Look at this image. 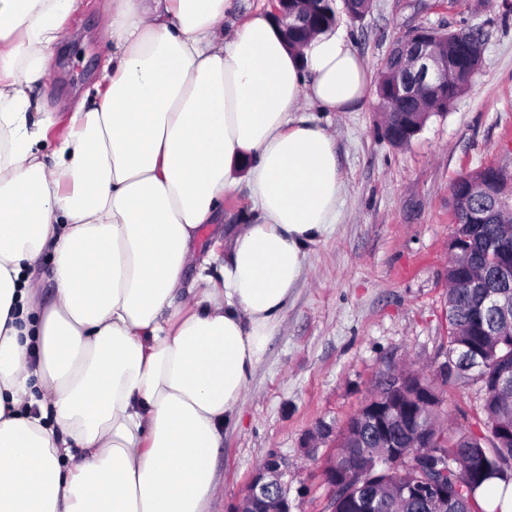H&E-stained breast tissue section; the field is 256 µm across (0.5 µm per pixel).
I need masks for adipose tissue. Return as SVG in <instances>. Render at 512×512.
Masks as SVG:
<instances>
[{
    "mask_svg": "<svg viewBox=\"0 0 512 512\" xmlns=\"http://www.w3.org/2000/svg\"><path fill=\"white\" fill-rule=\"evenodd\" d=\"M83 6L0 0V512H209L224 430L345 190L312 113L353 111L371 71L340 29L293 50L266 12L225 35L233 0H112L107 88L48 152L32 93ZM241 182L259 220L215 283L193 242Z\"/></svg>",
    "mask_w": 512,
    "mask_h": 512,
    "instance_id": "ef3b65f1",
    "label": "adipose tissue"
}]
</instances>
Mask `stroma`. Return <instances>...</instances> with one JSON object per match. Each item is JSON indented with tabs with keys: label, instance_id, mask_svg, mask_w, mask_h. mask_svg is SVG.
<instances>
[{
	"label": "stroma",
	"instance_id": "obj_1",
	"mask_svg": "<svg viewBox=\"0 0 512 512\" xmlns=\"http://www.w3.org/2000/svg\"><path fill=\"white\" fill-rule=\"evenodd\" d=\"M109 0H84L55 48L50 77L33 98L66 114L104 83L111 42L101 27ZM339 26L372 73L397 38L424 26H471L484 37L480 70L446 115H434L408 144L382 135L375 89L354 112H314L334 137L347 184L336 219L309 245L304 274L265 355L250 378L239 412L216 455L224 493L212 512H236L257 466L271 454L288 464L293 512H322L327 487L321 458L308 457L317 424L335 435L364 405L389 365L433 367L448 348V242L453 234L451 186L461 174L494 164L512 172V13L503 0H372L358 22ZM257 213L246 183L224 196V219L204 225L194 247L209 253ZM449 423L479 411L473 383L444 388Z\"/></svg>",
	"mask_w": 512,
	"mask_h": 512
}]
</instances>
